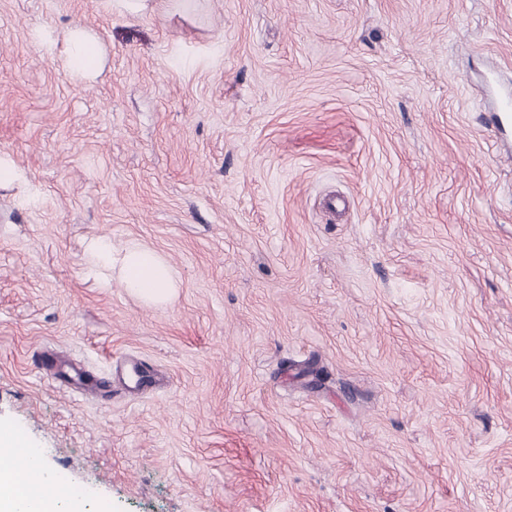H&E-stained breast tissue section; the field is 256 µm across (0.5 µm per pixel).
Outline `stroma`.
<instances>
[{
  "mask_svg": "<svg viewBox=\"0 0 512 512\" xmlns=\"http://www.w3.org/2000/svg\"><path fill=\"white\" fill-rule=\"evenodd\" d=\"M75 23L89 78L32 40ZM491 72L512 0H0V423L89 512H512ZM94 237L173 298L88 279ZM85 259L88 277L110 286L115 275L123 288L147 304L169 300L177 288L167 261L137 242L115 248L108 239L94 238L86 245Z\"/></svg>",
  "mask_w": 512,
  "mask_h": 512,
  "instance_id": "1",
  "label": "stroma"
}]
</instances>
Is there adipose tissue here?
Listing matches in <instances>:
<instances>
[{
    "label": "adipose tissue",
    "instance_id": "1",
    "mask_svg": "<svg viewBox=\"0 0 512 512\" xmlns=\"http://www.w3.org/2000/svg\"><path fill=\"white\" fill-rule=\"evenodd\" d=\"M33 38L42 56L62 59L65 68L75 75H90L100 64V45L82 26H73L59 40L40 30ZM85 273L104 286L119 281L148 304L169 300L177 287L175 272L167 261L136 242L117 248L108 239H91L85 248ZM30 474V480L24 482L0 473V512H69L65 491L51 496L39 494V487L52 479L43 463H36Z\"/></svg>",
    "mask_w": 512,
    "mask_h": 512
}]
</instances>
